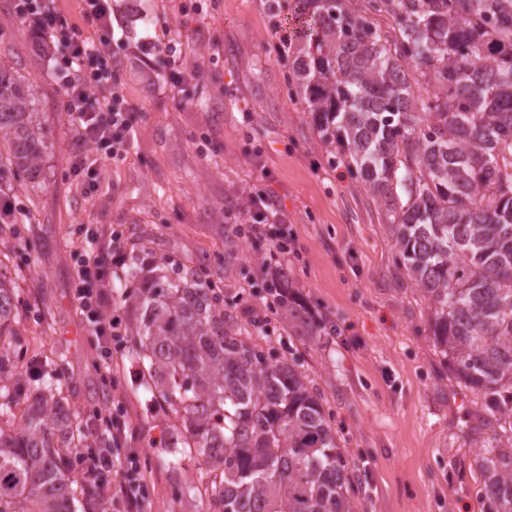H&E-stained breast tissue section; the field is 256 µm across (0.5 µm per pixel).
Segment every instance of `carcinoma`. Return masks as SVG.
Instances as JSON below:
<instances>
[{"mask_svg":"<svg viewBox=\"0 0 512 512\" xmlns=\"http://www.w3.org/2000/svg\"><path fill=\"white\" fill-rule=\"evenodd\" d=\"M290 83L335 163L363 173L398 257L433 310L448 371L512 430V0H298ZM377 17L391 20L382 27ZM0 181L38 177L45 135L30 85L0 64ZM146 271L120 299L131 356L193 454L208 512H353L319 394L271 363L201 268ZM12 271L0 263V376L20 357ZM0 392V512H77L67 470L92 448L62 391L16 376ZM485 512H512V438L483 445Z\"/></svg>","mask_w":512,"mask_h":512,"instance_id":"carcinoma-1","label":"carcinoma"}]
</instances>
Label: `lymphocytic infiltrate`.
I'll return each instance as SVG.
<instances>
[{
  "label": "lymphocytic infiltrate",
  "mask_w": 512,
  "mask_h": 512,
  "mask_svg": "<svg viewBox=\"0 0 512 512\" xmlns=\"http://www.w3.org/2000/svg\"><path fill=\"white\" fill-rule=\"evenodd\" d=\"M16 9L54 49L64 110L78 142L94 147L98 161L123 155L131 145L132 109L112 77L110 46L115 31L109 0H83L84 15L94 20L98 28L93 40L82 37L75 25L63 19L56 0H17ZM97 163H87L79 155L73 169L92 178L98 172ZM233 232L240 237L269 240L273 245L270 260L275 264L274 275L280 281L287 279V262L295 252L296 239L288 230L287 213L270 195L254 194ZM125 262L126 254L114 237L105 245L88 244L75 264L74 301L101 346L98 369L106 377L112 374V343L120 338L119 322L109 314V282L113 268ZM106 430L112 447L91 457L83 467L81 480L91 488L96 502L111 507L112 512H147V497L139 479V452L130 446L134 430L128 420L120 417L109 419Z\"/></svg>",
  "instance_id": "obj_1"
}]
</instances>
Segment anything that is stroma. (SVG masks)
<instances>
[{
	"label": "stroma",
	"mask_w": 512,
	"mask_h": 512,
	"mask_svg": "<svg viewBox=\"0 0 512 512\" xmlns=\"http://www.w3.org/2000/svg\"><path fill=\"white\" fill-rule=\"evenodd\" d=\"M110 0L118 42L115 75L134 109V137L100 162L93 188L74 175L80 149L68 130L52 49L0 0V61L26 77L47 149L37 179L0 186L26 216L0 226V262L15 269V328L28 376L53 373L72 412L93 423L122 399L136 436L148 512H207L201 466L173 463L160 440L171 425L129 351L114 354L116 386L95 369L97 340L75 311L74 256L87 240L122 233L126 251L147 249L170 265L208 269L224 307L241 322L265 318L257 343L296 362L321 394L339 446L360 466L355 512H482L475 461L489 412L451 377L434 346L422 289L397 264L385 208L361 179L335 165L308 110L288 94L297 0ZM175 30L172 50L192 79L171 86L168 68L142 61L144 34ZM288 212L297 239L289 266L298 317L267 304V241L234 235L252 194ZM336 326L313 339L305 319ZM194 486L192 500L181 487Z\"/></svg>",
	"instance_id": "obj_1"
}]
</instances>
